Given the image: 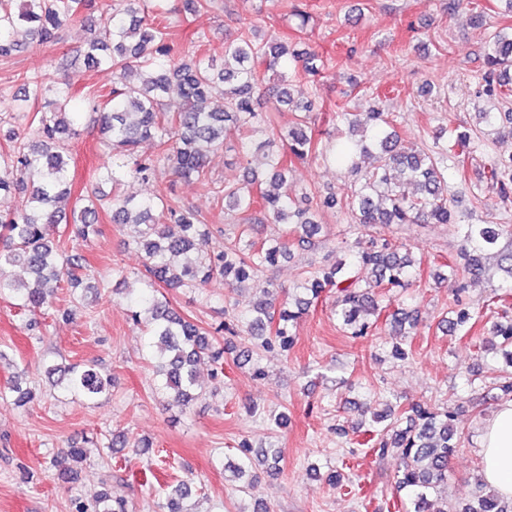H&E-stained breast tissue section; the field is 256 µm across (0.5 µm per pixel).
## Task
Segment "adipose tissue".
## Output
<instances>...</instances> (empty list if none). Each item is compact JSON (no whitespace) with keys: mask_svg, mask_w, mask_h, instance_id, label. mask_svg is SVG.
I'll return each mask as SVG.
<instances>
[{"mask_svg":"<svg viewBox=\"0 0 512 512\" xmlns=\"http://www.w3.org/2000/svg\"><path fill=\"white\" fill-rule=\"evenodd\" d=\"M482 477L499 495L512 498V400L503 401L485 423L480 443Z\"/></svg>","mask_w":512,"mask_h":512,"instance_id":"adipose-tissue-1","label":"adipose tissue"}]
</instances>
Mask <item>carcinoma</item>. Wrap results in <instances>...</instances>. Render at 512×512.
Returning <instances> with one entry per match:
<instances>
[{
	"label": "carcinoma",
	"mask_w": 512,
	"mask_h": 512,
	"mask_svg": "<svg viewBox=\"0 0 512 512\" xmlns=\"http://www.w3.org/2000/svg\"><path fill=\"white\" fill-rule=\"evenodd\" d=\"M94 0H0V58L9 59L27 44L52 45L62 30L81 18ZM165 0H112V9L99 28L78 49L88 68L112 71V87L90 88L87 100L96 113L101 138L99 146L108 157L101 178L112 182V195H94L75 200L70 212L63 204L71 198L70 141L78 135L79 115L69 110L73 87L66 80L49 86L37 74H22L21 91L0 87V98L12 99L15 111L37 129L39 140L29 143L14 128L5 138L10 146L0 150V200H18L0 209V297L8 296L30 312L52 303L46 288L50 277L64 278L77 288L86 276V259L70 239L56 234L61 223L71 225L73 237L87 241L99 234V212L110 213L114 224L135 229L134 243L143 252V287L130 305L131 320L142 325L156 347V389L173 395L183 407L203 394L198 367L224 360L220 338L241 335L235 316L224 308L227 321L203 328L175 310L160 290L202 288L219 275L237 283L263 273L296 245L315 246L322 232L318 216L324 208L339 207L352 224H454L457 216L448 200V159L464 165L462 157L475 148L474 134L456 128L447 138L426 148L405 144L396 128L403 116L393 112H339L341 122L358 133L355 139H337L324 147L313 136L318 104L308 100L298 107L293 125H271L266 112L254 108V95L268 71L287 63L298 66L306 76L323 69L318 57L295 50L271 37L258 41L250 26L240 28L233 39L224 40L222 62L201 48L176 55L170 40V19ZM182 11L196 14L222 8V0H181ZM485 70L480 83L485 92L503 101L512 96V31L495 32L486 41ZM177 95L181 104L171 110L168 101ZM486 126L500 137H512V114L479 113ZM270 127L272 141L280 151L263 154L266 171H246L237 187L213 186L207 163L209 156L234 143L240 156L249 151V134ZM150 141L155 150L144 156L141 143ZM368 157L371 166L362 168ZM342 161L352 181L346 197L319 199L313 208H301L287 183L288 165L307 159ZM169 170L183 180L196 181L226 203L224 238L213 239L205 216L176 203L172 188L156 182V172ZM125 182H138L148 191L123 193ZM486 189L497 195L500 208L512 205V155L495 158L487 167ZM270 222L282 230L265 238H253L247 224ZM462 272L474 278L490 267L503 273L504 295L512 294V226L468 224L460 249ZM367 268L373 280L362 284L358 270ZM25 270L29 278L13 274ZM416 270L411 248L382 235L358 241L340 263H328L309 272L288 300L281 301L278 289L265 290L247 317V333L260 341L266 352L284 353L295 343L297 326L312 302L327 288L336 289L337 319L354 338L370 335L383 306L376 288L406 289ZM472 320L464 307L441 320L449 333L461 332ZM418 322V308H399L390 315L392 335H410ZM492 340L475 338L481 356L502 359L505 368L485 389L496 397H512V318L501 316L491 324ZM48 377L65 393L95 400L110 386V380L95 365L56 363ZM406 426L400 419L373 422L382 429H367L374 438L372 452L399 460L396 492L403 495L405 512H444L439 506V488L448 484V461L459 443L458 416L446 407L413 405ZM243 457L235 465L240 477L260 463L278 469L281 452L265 448L253 452L241 445ZM192 483H179L168 498L167 512H189L182 500ZM74 512H127L126 503L114 500L104 489L93 493L91 506L75 503ZM462 512H506L495 492L481 494Z\"/></svg>",
	"instance_id": "1"
}]
</instances>
